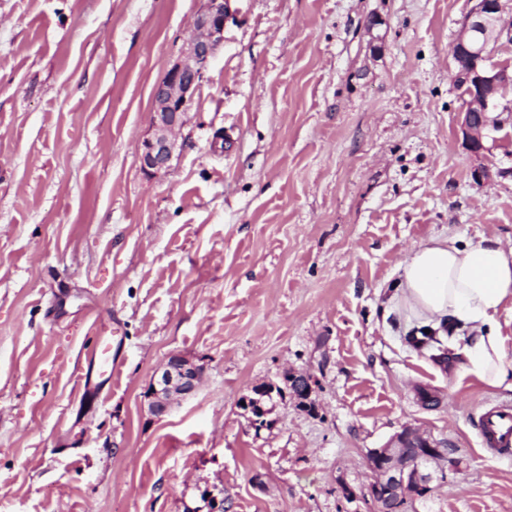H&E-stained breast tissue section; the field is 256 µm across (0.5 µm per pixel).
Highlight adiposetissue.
I'll return each mask as SVG.
<instances>
[{"mask_svg": "<svg viewBox=\"0 0 512 512\" xmlns=\"http://www.w3.org/2000/svg\"><path fill=\"white\" fill-rule=\"evenodd\" d=\"M398 302L439 328L448 323L465 330L468 340L456 349L453 368L489 390H512L499 308L512 304V246L495 236L461 241L448 235L414 248L395 289Z\"/></svg>", "mask_w": 512, "mask_h": 512, "instance_id": "adipose-tissue-1", "label": "adipose tissue"}]
</instances>
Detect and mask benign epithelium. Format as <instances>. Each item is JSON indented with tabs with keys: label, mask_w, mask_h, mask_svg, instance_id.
Here are the masks:
<instances>
[{
	"label": "benign epithelium",
	"mask_w": 512,
	"mask_h": 512,
	"mask_svg": "<svg viewBox=\"0 0 512 512\" xmlns=\"http://www.w3.org/2000/svg\"><path fill=\"white\" fill-rule=\"evenodd\" d=\"M230 0H204L192 21L193 35L175 62L153 86L154 134L143 141L139 154L141 170L154 175L169 168L176 149V132L185 124L187 112L210 63L224 43V25ZM501 0H479L463 22L452 47V80L463 99L458 131L466 149L476 157L500 141L508 120L502 118L503 92L512 88V65L492 60V45L512 29L500 26ZM203 364L174 355L156 371L146 393L149 413L160 419L169 414L174 401L193 396L200 385ZM453 462L451 449L405 427L383 448L368 453L383 500L379 512H394L407 499L429 487L433 477L425 465L435 459Z\"/></svg>",
	"instance_id": "1"
}]
</instances>
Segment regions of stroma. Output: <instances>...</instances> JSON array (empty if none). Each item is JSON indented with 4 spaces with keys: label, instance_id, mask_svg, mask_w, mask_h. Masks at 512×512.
Returning a JSON list of instances; mask_svg holds the SVG:
<instances>
[{
    "label": "stroma",
    "instance_id": "obj_1",
    "mask_svg": "<svg viewBox=\"0 0 512 512\" xmlns=\"http://www.w3.org/2000/svg\"><path fill=\"white\" fill-rule=\"evenodd\" d=\"M476 4L231 0L148 175L151 89L203 0H0V512H192L206 491L224 512H377L368 452L406 426L458 465L402 512H512V459L476 429L512 391L455 373L447 340L414 347L388 301L411 248L512 246V142L477 158L457 132ZM99 318L122 342L96 396ZM174 354L204 377L157 419ZM289 373L310 398L255 427L241 399Z\"/></svg>",
    "mask_w": 512,
    "mask_h": 512
}]
</instances>
